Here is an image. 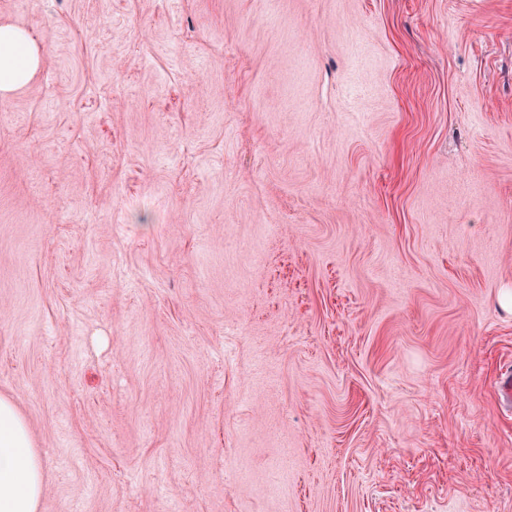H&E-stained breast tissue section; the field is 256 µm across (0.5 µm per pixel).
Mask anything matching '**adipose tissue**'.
<instances>
[{"label": "adipose tissue", "instance_id": "adipose-tissue-1", "mask_svg": "<svg viewBox=\"0 0 512 512\" xmlns=\"http://www.w3.org/2000/svg\"><path fill=\"white\" fill-rule=\"evenodd\" d=\"M41 62L23 28L0 25V100L24 86ZM44 492L42 460L13 400L0 397V512H37Z\"/></svg>", "mask_w": 512, "mask_h": 512}]
</instances>
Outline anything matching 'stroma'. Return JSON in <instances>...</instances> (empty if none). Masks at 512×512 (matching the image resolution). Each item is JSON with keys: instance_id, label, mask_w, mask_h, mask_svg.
Instances as JSON below:
<instances>
[{"instance_id": "35a3bbf8", "label": "stroma", "mask_w": 512, "mask_h": 512, "mask_svg": "<svg viewBox=\"0 0 512 512\" xmlns=\"http://www.w3.org/2000/svg\"><path fill=\"white\" fill-rule=\"evenodd\" d=\"M0 396L39 512H512V0H0ZM0 100H8L10 93L24 86L39 68L41 55L23 28L11 23L0 25ZM23 48L24 57L17 59V51Z\"/></svg>"}]
</instances>
